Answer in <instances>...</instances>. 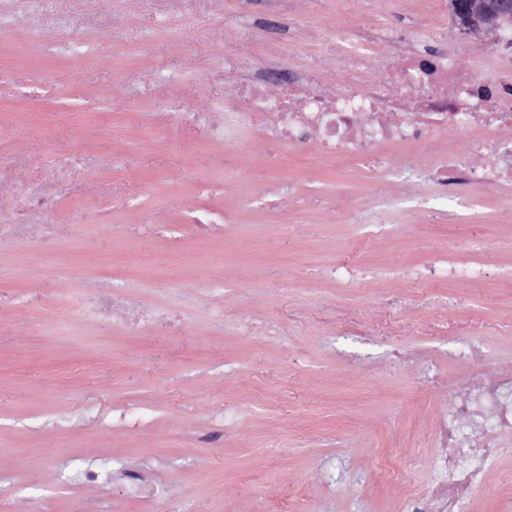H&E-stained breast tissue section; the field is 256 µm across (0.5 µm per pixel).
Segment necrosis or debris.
Returning <instances> with one entry per match:
<instances>
[{
  "label": "necrosis or debris",
  "mask_w": 512,
  "mask_h": 512,
  "mask_svg": "<svg viewBox=\"0 0 512 512\" xmlns=\"http://www.w3.org/2000/svg\"><path fill=\"white\" fill-rule=\"evenodd\" d=\"M352 60L349 70L328 81L309 68L282 78L272 68L242 76L237 100L247 106L256 126L274 144L345 160L373 158L383 176L375 184L385 195L395 173L390 155L396 147H431L438 132L454 125L467 132L469 148L434 155L428 174L443 191L482 185L512 190V79H499L489 92L448 53L426 52L420 37L394 43L379 29L367 28L342 43ZM371 56L384 60V76L373 79ZM278 85L271 93L270 85ZM495 156L494 165L481 157ZM512 431V382L471 381L462 398L450 404L442 437L450 452L438 465V491L411 496L409 512H455L466 490L479 482L497 442Z\"/></svg>",
  "instance_id": "1"
}]
</instances>
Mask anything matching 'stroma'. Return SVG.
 Masks as SVG:
<instances>
[{
	"mask_svg": "<svg viewBox=\"0 0 512 512\" xmlns=\"http://www.w3.org/2000/svg\"><path fill=\"white\" fill-rule=\"evenodd\" d=\"M37 2L0 6V512H407L383 463L430 492L451 401L512 373V193H442L398 148L380 224L370 163L271 162L224 103L272 57L347 69L337 45L364 26L425 29L493 79L488 44L428 0ZM72 16L89 49L49 50ZM34 192L57 210L17 223ZM203 205L230 223L187 224ZM500 445L457 512H512Z\"/></svg>",
	"mask_w": 512,
	"mask_h": 512,
	"instance_id": "1",
	"label": "stroma"
}]
</instances>
